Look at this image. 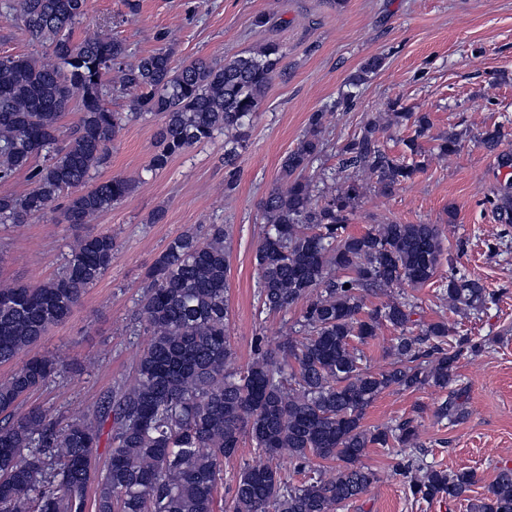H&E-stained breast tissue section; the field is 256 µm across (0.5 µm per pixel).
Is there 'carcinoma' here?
I'll return each instance as SVG.
<instances>
[{"label": "carcinoma", "instance_id": "cac0c4a2", "mask_svg": "<svg viewBox=\"0 0 512 512\" xmlns=\"http://www.w3.org/2000/svg\"><path fill=\"white\" fill-rule=\"evenodd\" d=\"M30 36L52 47L55 62L26 55H0V183L27 171L23 194L0 193V224H25L62 194L68 224H88L132 190L122 177L84 186L107 158V144L122 114L104 106L106 74L116 87L135 92L140 116L159 118L157 151L148 169L160 171L192 146L224 134V165L243 146L266 91L280 73L281 46L268 42L248 55L224 61L195 59L181 67L160 49L125 62L126 45L107 33L78 44L69 32L88 15V0H13ZM382 66L368 59L353 77L358 86ZM80 96V118L59 145L60 119ZM325 113L309 127L281 164L282 185L262 202L265 220L256 252L259 313H276L298 302L305 307L272 352L262 339L253 358L233 366L227 338L229 270L224 224L205 236L174 237L148 273L140 315L150 340L140 353L134 380L115 388L94 415L61 424L48 410L16 414L18 401L66 370L55 356L30 354L48 331L79 305L86 288L111 267L116 242L88 232L77 240L62 274L38 287L0 285V364L21 365L0 383V512H86L96 485L95 512H339L377 481L362 464L367 448L418 445V424L405 418L385 429L363 425L367 408L389 388L448 390L436 416L455 422L466 390L457 382L458 361L478 354L486 342L461 336L444 322L419 324L409 304L392 300L368 309L367 293L402 284L418 288L433 280L443 260L448 276L441 299L466 314L479 313L494 294L462 274L445 256L435 224H375L365 233L347 231L349 215L369 188L394 194L419 172L428 137L426 114L392 105L385 122L368 121L340 152L336 170L307 174L323 151ZM410 128L403 140L407 162L381 143L383 128ZM463 133L435 138L438 155L459 153ZM45 154L42 165L33 159ZM349 288H344V285ZM398 335L385 371L363 365L354 342L366 343L383 324ZM107 437L108 458L97 469V450ZM274 458L288 451L294 469L313 460L337 463L290 485L278 468L247 464L233 493L219 506L224 462L243 437ZM393 471L411 496L458 499L476 482L469 470L450 473L403 456ZM476 512H512V468L501 467Z\"/></svg>", "mask_w": 512, "mask_h": 512}]
</instances>
